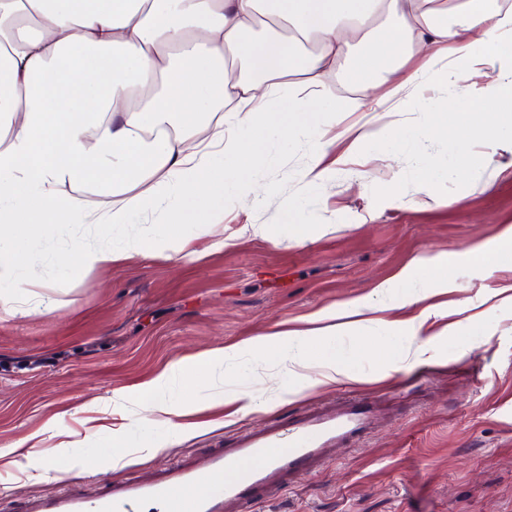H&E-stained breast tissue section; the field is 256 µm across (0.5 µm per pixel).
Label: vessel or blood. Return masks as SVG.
<instances>
[{
	"instance_id": "obj_1",
	"label": "vessel or blood",
	"mask_w": 512,
	"mask_h": 512,
	"mask_svg": "<svg viewBox=\"0 0 512 512\" xmlns=\"http://www.w3.org/2000/svg\"><path fill=\"white\" fill-rule=\"evenodd\" d=\"M370 407L352 400L332 410L301 416L280 427L252 431L232 447L213 449L203 460L186 459L155 478H128L86 492L75 480L59 491L25 501L21 512H130L153 504L160 512H240L291 476L320 464L329 449L358 436Z\"/></svg>"
}]
</instances>
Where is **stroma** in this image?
Here are the masks:
<instances>
[{
    "mask_svg": "<svg viewBox=\"0 0 512 512\" xmlns=\"http://www.w3.org/2000/svg\"><path fill=\"white\" fill-rule=\"evenodd\" d=\"M434 98L426 89L397 106L393 137L367 141L316 188L303 179L307 140L270 136L254 170L269 188L261 203L240 204L228 191L214 237L183 226L200 260L139 258L79 280L47 265L45 293L61 309L0 319V450L42 428L79 429L83 404L116 388L137 395L181 358L239 351L224 363L223 387L199 391V434L180 436L152 416L105 414L80 447L53 457L49 478L1 464L0 508L54 493L68 477L92 490L119 477L147 479L248 429L349 396L376 404L366 434L249 512H512V258L467 259L512 225V114L501 116L490 159L463 133L477 120L471 100L456 98L449 112ZM431 113L442 134L429 132ZM248 224L268 225L269 238L244 233ZM223 237L233 247L213 248ZM417 258L430 261L416 275L432 286L424 299L403 286L376 296V285ZM351 302L371 307L370 322L312 339L303 378L286 380L271 352L257 380L254 340L316 327ZM428 308L421 336L433 338L434 354L404 365L409 322ZM333 359L349 375L326 385L321 367ZM243 392L259 409L239 412ZM119 427L128 442L159 451L104 470Z\"/></svg>",
    "mask_w": 512,
    "mask_h": 512,
    "instance_id": "stroma-1",
    "label": "stroma"
}]
</instances>
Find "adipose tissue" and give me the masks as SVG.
Instances as JSON below:
<instances>
[{"label": "adipose tissue", "mask_w": 512, "mask_h": 512, "mask_svg": "<svg viewBox=\"0 0 512 512\" xmlns=\"http://www.w3.org/2000/svg\"><path fill=\"white\" fill-rule=\"evenodd\" d=\"M390 23L376 51L355 58L357 92L331 91L354 43ZM422 58L402 71L398 60ZM491 79L472 136L498 149L512 112V9L504 0H0V314H49L43 265L73 277L134 258L191 257L180 227L220 224L226 172L243 202L266 192L249 167L270 134L310 140L308 183L325 181L339 112H376L448 74ZM251 139L239 136L241 129ZM148 239L110 238L144 213ZM61 219L93 231L35 257ZM227 349L174 362L143 388L155 417L169 376L193 388Z\"/></svg>", "instance_id": "ef3b65f1"}]
</instances>
